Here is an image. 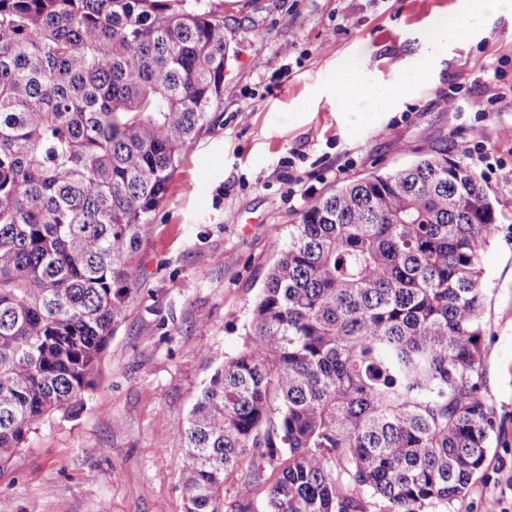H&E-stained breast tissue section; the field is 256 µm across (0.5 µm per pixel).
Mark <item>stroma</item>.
<instances>
[{"label": "stroma", "instance_id": "stroma-1", "mask_svg": "<svg viewBox=\"0 0 512 512\" xmlns=\"http://www.w3.org/2000/svg\"><path fill=\"white\" fill-rule=\"evenodd\" d=\"M461 0H209L237 53L224 105L190 146L141 246L135 291L79 414L46 417L8 468L11 512H184L178 434L200 391L251 330L274 262L271 245L343 182L445 145L471 162L497 214L482 254L483 393L492 444L473 490L451 512H512V14L462 18L429 41ZM289 54H282V47ZM510 57L500 78L487 72ZM402 97L351 123L343 70ZM455 97L458 111L441 109ZM239 468L223 512H267L271 470Z\"/></svg>", "mask_w": 512, "mask_h": 512}]
</instances>
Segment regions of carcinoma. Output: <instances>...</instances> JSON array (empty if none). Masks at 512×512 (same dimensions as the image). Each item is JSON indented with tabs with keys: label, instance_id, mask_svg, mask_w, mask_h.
Here are the masks:
<instances>
[{
	"label": "carcinoma",
	"instance_id": "cac0c4a2",
	"mask_svg": "<svg viewBox=\"0 0 512 512\" xmlns=\"http://www.w3.org/2000/svg\"><path fill=\"white\" fill-rule=\"evenodd\" d=\"M207 0H0V468L95 383L151 214L224 101ZM496 223L446 148L310 204L252 334L180 430L185 512L260 455L270 512H450L486 460L482 252Z\"/></svg>",
	"mask_w": 512,
	"mask_h": 512
}]
</instances>
